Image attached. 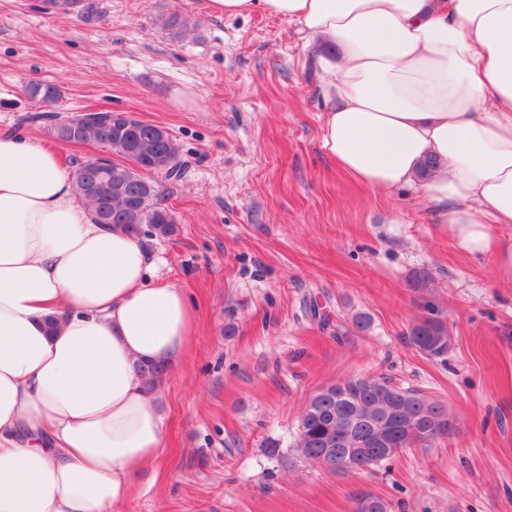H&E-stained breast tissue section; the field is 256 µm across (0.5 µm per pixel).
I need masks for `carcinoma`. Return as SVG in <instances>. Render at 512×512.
Here are the masks:
<instances>
[{"mask_svg":"<svg viewBox=\"0 0 512 512\" xmlns=\"http://www.w3.org/2000/svg\"><path fill=\"white\" fill-rule=\"evenodd\" d=\"M46 10L55 13L77 12L86 23L101 18V10L94 0H45ZM33 98L44 105L52 104L59 90L52 85L35 83L28 89ZM156 126L136 123L129 118H117L101 126H81L73 116L61 118L52 124L57 140L71 144H109L112 154L132 163V166L111 162L102 167L93 159L73 162L71 178L77 194L92 208L97 221L112 224L140 237L142 235L167 238L176 231L171 213L161 204L159 185L148 177L151 172L163 173L169 178L181 174L179 148L171 134L160 138ZM409 342L417 348H426L432 357L448 353V324L431 313L413 323L407 332ZM347 392L331 389L314 393L303 409L294 450L304 459H314L328 451L341 460L348 443L339 442L341 416L354 419L352 437L358 441L370 438L376 426V414H390L394 453L379 448H367L349 468L335 465L333 473L359 472L378 466L398 456V452L417 445L411 439V429L434 430L430 441L450 435L454 429L448 408L419 391L389 387L378 392L359 379L340 381ZM389 505L380 498L365 495L358 500L357 512H388Z\"/></svg>","mask_w":512,"mask_h":512,"instance_id":"obj_1","label":"carcinoma"}]
</instances>
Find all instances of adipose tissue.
I'll list each match as a JSON object with an SVG mask.
<instances>
[{
	"instance_id": "obj_1",
	"label": "adipose tissue",
	"mask_w": 512,
	"mask_h": 512,
	"mask_svg": "<svg viewBox=\"0 0 512 512\" xmlns=\"http://www.w3.org/2000/svg\"><path fill=\"white\" fill-rule=\"evenodd\" d=\"M205 7L297 25L319 47L324 152L372 192L418 187L457 252L512 284V0ZM160 263L95 222L54 149L0 134V512H113L160 458L141 366L176 367L196 323Z\"/></svg>"
}]
</instances>
